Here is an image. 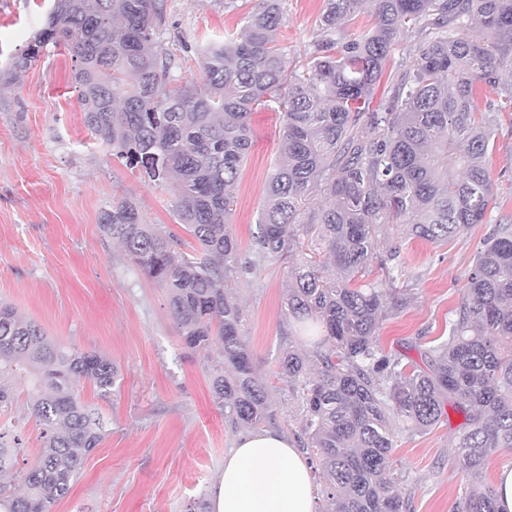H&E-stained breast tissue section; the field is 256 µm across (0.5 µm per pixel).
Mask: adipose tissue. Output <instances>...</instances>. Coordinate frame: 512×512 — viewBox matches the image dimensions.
Listing matches in <instances>:
<instances>
[{
    "label": "adipose tissue",
    "instance_id": "adipose-tissue-1",
    "mask_svg": "<svg viewBox=\"0 0 512 512\" xmlns=\"http://www.w3.org/2000/svg\"><path fill=\"white\" fill-rule=\"evenodd\" d=\"M209 501L211 512H318L308 459L272 427L238 437Z\"/></svg>",
    "mask_w": 512,
    "mask_h": 512
}]
</instances>
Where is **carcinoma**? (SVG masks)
Returning a JSON list of instances; mask_svg holds the SVG:
<instances>
[{"mask_svg": "<svg viewBox=\"0 0 512 512\" xmlns=\"http://www.w3.org/2000/svg\"><path fill=\"white\" fill-rule=\"evenodd\" d=\"M371 3L372 26L347 32ZM281 0L224 41L199 50L197 81L174 74L160 40L164 0H50L42 28L0 69V88L48 45L76 62L73 85L84 123L99 143L154 183L178 192L182 239L144 223L135 204L112 203L103 232L166 288L185 346L209 350L227 371L212 379L219 406L237 424L276 420L241 338L242 310L228 291L257 260L288 266V315L305 333L324 328L326 347L283 354L297 385L299 447L323 479L324 512H406L394 476L395 434L420 433L462 413L456 448L468 477L464 512H497L484 483L488 458L512 448V220L496 224L475 257L448 340L430 349V372L383 352L386 293L358 281L373 261L393 282L397 266L374 258L380 227L439 243L483 223L496 196L488 154L502 106L478 103L512 69V0H327L310 49L291 63L280 44ZM399 54L390 97L370 109L377 81ZM274 106L284 144L259 213L255 258L242 259L228 217L250 147V112ZM26 381L42 448L18 467L20 435L0 432L3 512H49L71 489L105 432L79 398L89 382L101 396L119 378L112 360L50 339L0 304V409Z\"/></svg>", "mask_w": 512, "mask_h": 512, "instance_id": "carcinoma-1", "label": "carcinoma"}]
</instances>
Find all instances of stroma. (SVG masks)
I'll use <instances>...</instances> for the list:
<instances>
[{
	"mask_svg": "<svg viewBox=\"0 0 512 512\" xmlns=\"http://www.w3.org/2000/svg\"><path fill=\"white\" fill-rule=\"evenodd\" d=\"M161 40L180 62L177 76H199L198 46L220 41L262 9V0H164ZM49 0H0V66L32 39ZM325 0H282L281 45L286 58L306 51ZM73 62L61 47L44 54L0 90V302L38 323L52 340L109 357L120 377L110 397L85 384L81 399L99 410L107 435L87 458L70 492L50 512H187L208 498L242 426L232 423L211 392L207 352L185 348L167 293L138 268L100 226L113 202H134L145 223L181 232L173 186L141 177L88 133ZM251 145L235 188L231 230L240 254H255L258 214L283 142V116L257 108L249 118ZM488 168L497 204L483 223L447 242L401 237L382 227L378 252L397 250L400 309L382 318L383 350L425 367V351L448 338L469 272L483 240L512 217V107L499 114ZM287 267L267 259L232 284L243 311L241 334L259 379L276 408L275 426L295 438L299 401L280 359L288 348L312 351L285 306ZM13 406L0 428L21 432L26 461L41 447L25 384H14ZM463 414L423 433L394 439L393 466L402 477L407 512H461L466 478L454 444Z\"/></svg>",
	"mask_w": 512,
	"mask_h": 512,
	"instance_id": "obj_1",
	"label": "stroma"
}]
</instances>
